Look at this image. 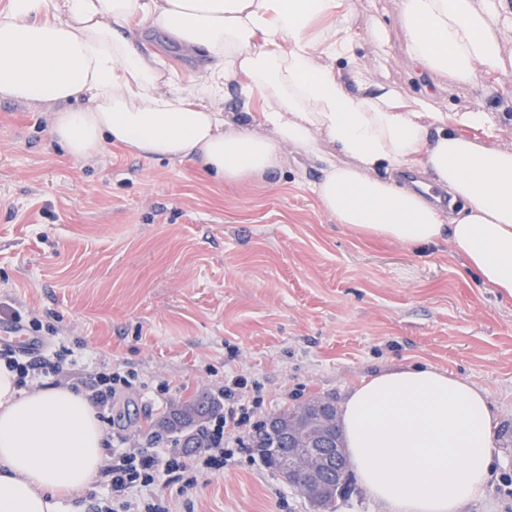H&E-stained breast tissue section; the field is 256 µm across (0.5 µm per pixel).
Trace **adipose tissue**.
I'll list each match as a JSON object with an SVG mask.
<instances>
[{"instance_id": "adipose-tissue-1", "label": "adipose tissue", "mask_w": 512, "mask_h": 512, "mask_svg": "<svg viewBox=\"0 0 512 512\" xmlns=\"http://www.w3.org/2000/svg\"><path fill=\"white\" fill-rule=\"evenodd\" d=\"M341 0H9L0 10V101L51 106L50 134L76 159L105 145L190 162L227 182L263 181L287 159L317 158L310 190L359 234L447 242L466 273L512 299V148L479 138L489 111L366 93L349 64ZM407 56L459 85L505 70V0H400ZM200 57L207 78L185 94L175 71L137 47L141 24ZM258 113H225L224 86ZM417 164L460 209L444 214L381 178ZM357 483L383 512H460L485 492L498 450L485 391L432 365L364 378L342 404ZM105 431L84 393L20 386L0 363V512H69L97 483Z\"/></svg>"}]
</instances>
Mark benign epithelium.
Instances as JSON below:
<instances>
[{"label": "benign epithelium", "instance_id": "1", "mask_svg": "<svg viewBox=\"0 0 512 512\" xmlns=\"http://www.w3.org/2000/svg\"><path fill=\"white\" fill-rule=\"evenodd\" d=\"M330 417L323 405L303 404L298 417L270 421L263 448L280 478L316 502L341 484L350 464L343 443L324 430Z\"/></svg>", "mask_w": 512, "mask_h": 512}]
</instances>
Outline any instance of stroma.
Here are the masks:
<instances>
[{"mask_svg":"<svg viewBox=\"0 0 512 512\" xmlns=\"http://www.w3.org/2000/svg\"><path fill=\"white\" fill-rule=\"evenodd\" d=\"M399 0H344L353 58L368 91L389 86L444 112L493 110L494 144L512 147V64L459 86L404 51ZM162 55L186 94L200 62L159 31L139 43ZM48 106L0 102V333L39 319L74 351L70 379L100 354L136 370L116 399L111 447L149 445L172 403L218 397L225 368L260 379V418L314 397L341 402L374 373L430 364L481 388L497 428L512 427V301L465 275L447 244L360 239L325 213L309 184L316 163L286 148L266 182L223 183L190 163L112 146L69 157ZM169 383L166 401L156 387ZM483 497L462 512H512V443L500 445ZM191 512H311L259 457L236 455L189 492Z\"/></svg>","mask_w":512,"mask_h":512,"instance_id":"1","label":"stroma"}]
</instances>
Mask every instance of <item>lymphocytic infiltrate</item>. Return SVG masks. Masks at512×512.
<instances>
[{
    "label": "lymphocytic infiltrate",
    "instance_id": "obj_1",
    "mask_svg": "<svg viewBox=\"0 0 512 512\" xmlns=\"http://www.w3.org/2000/svg\"><path fill=\"white\" fill-rule=\"evenodd\" d=\"M68 349H60L53 357L34 359L11 344L0 345V360L16 371L19 381L35 376L58 377L66 374ZM136 372L124 365L113 364L111 357L101 356L89 383L86 396L100 411L111 410L114 398L135 388ZM262 387L235 373L224 377L222 412L210 419L206 428L212 446L186 462L174 448H115L101 471L104 489L95 497L91 512H179L182 498L196 488L201 479L224 470L227 449L240 448L249 432L251 407L260 403Z\"/></svg>",
    "mask_w": 512,
    "mask_h": 512
}]
</instances>
